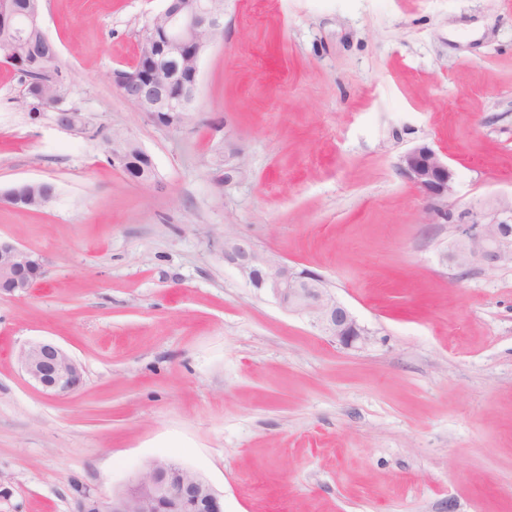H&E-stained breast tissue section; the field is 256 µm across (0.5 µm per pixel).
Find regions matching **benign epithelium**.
I'll use <instances>...</instances> for the list:
<instances>
[{
	"label": "benign epithelium",
	"instance_id": "1",
	"mask_svg": "<svg viewBox=\"0 0 512 512\" xmlns=\"http://www.w3.org/2000/svg\"><path fill=\"white\" fill-rule=\"evenodd\" d=\"M43 23L40 0H0V28L17 30L21 23ZM224 32V0H166L163 10L144 28L147 45L142 64L112 71V84L156 126H165L164 113L188 114L198 88L202 54ZM56 124L85 133L80 112H57ZM144 152L131 136L112 132V164L124 171ZM399 169L424 194L429 212L448 216V196L454 173L428 144L418 145L401 156ZM456 248L443 260L463 269L473 263L494 268L512 263V227L501 223L462 224ZM224 262L258 293L284 310L306 319L332 342L345 349H361L371 332L337 297L317 273L304 272L273 254L260 250L235 235L224 236ZM44 276L42 257L12 239L0 237V292L12 297L27 295ZM18 361L29 380L50 396L66 395L82 384L80 365L61 347L48 341L23 345ZM186 478L173 481L159 460L149 463L127 488L102 506V512H131L135 502L145 512H163L172 501L192 499L197 512H224L219 494L198 473L184 469Z\"/></svg>",
	"mask_w": 512,
	"mask_h": 512
}]
</instances>
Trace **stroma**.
<instances>
[{
  "instance_id": "stroma-1",
  "label": "stroma",
  "mask_w": 512,
  "mask_h": 512,
  "mask_svg": "<svg viewBox=\"0 0 512 512\" xmlns=\"http://www.w3.org/2000/svg\"><path fill=\"white\" fill-rule=\"evenodd\" d=\"M163 6L41 0L62 107L134 136L155 189L32 115L0 59V192L57 189L0 206L45 267L0 295V512H78L158 458L224 512H512V264L442 260L457 225L512 224V0H224L176 129L111 79ZM423 143L455 175L444 219L399 170ZM228 233L323 275L371 343L258 296ZM43 340L81 364L73 393L21 370Z\"/></svg>"
}]
</instances>
